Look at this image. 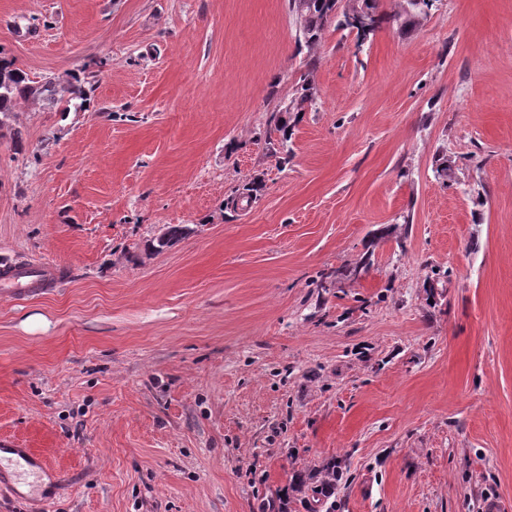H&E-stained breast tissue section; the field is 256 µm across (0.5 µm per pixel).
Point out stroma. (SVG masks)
<instances>
[{"instance_id": "1", "label": "stroma", "mask_w": 512, "mask_h": 512, "mask_svg": "<svg viewBox=\"0 0 512 512\" xmlns=\"http://www.w3.org/2000/svg\"><path fill=\"white\" fill-rule=\"evenodd\" d=\"M399 3L311 71L287 0H0L18 67L90 87L0 122V265L62 276L0 293V448L54 469L0 512L512 508V0ZM422 2L423 6H427L430 10L433 7L435 0H417ZM400 4V12L393 16V20L400 22L399 27L402 32H407L416 27L420 23V19L428 16V12L424 10L423 6H416L414 0H402ZM311 85V73H307L303 78L302 84L297 88L296 93L289 100L288 108L284 109L282 107L271 114L270 124L274 123V130L280 132L281 137L273 140L271 135H269L266 138L265 149L267 154L277 156L278 154L285 153V155H288V152L290 151L288 148V141L291 138V133L289 134L290 123H288V115L293 114V112H296V114L305 112L306 107L312 106V102L314 100L312 98H308L306 94ZM190 228L182 224H170L165 227V233L162 237H155L147 240L145 250L148 252H161L164 248L171 247L175 243L184 239L189 233Z\"/></svg>"}]
</instances>
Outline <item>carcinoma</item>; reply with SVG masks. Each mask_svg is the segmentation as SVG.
<instances>
[{"mask_svg": "<svg viewBox=\"0 0 512 512\" xmlns=\"http://www.w3.org/2000/svg\"><path fill=\"white\" fill-rule=\"evenodd\" d=\"M418 6L414 0H402L400 12L393 16L399 23L400 30L407 32L416 27L420 20L428 16V9L433 7L434 0H420ZM333 4L330 0H288V12L295 16L299 13L306 15V30L298 36V42L307 48L308 74L304 76L302 84L297 88L294 96L289 100L288 108H281L270 116L274 123V130L281 133V137L274 140L267 137L265 141L267 154L276 156L288 153V141L291 138L288 115L300 113L312 105L313 99L307 97V91L312 85L311 74L316 67V54L320 46L322 35L328 24L331 23ZM363 13L372 16L374 25L368 32L357 31V35L365 38L378 29L384 17L378 13V0H346L342 15V25L353 28L349 21L352 14ZM0 115L6 116L14 111L21 100H38L52 107L68 106L72 101H87V91L84 82L75 75L69 78L47 77L41 81H34L22 68L16 66L4 50L0 49ZM257 189L254 186L244 188L242 192H235L229 196L224 206L233 210L239 209L243 204H251L257 199ZM189 227L182 224H169L165 227L162 237H155L145 243V250L161 252L174 245L188 235Z\"/></svg>", "mask_w": 512, "mask_h": 512, "instance_id": "cac0c4a2", "label": "carcinoma"}]
</instances>
